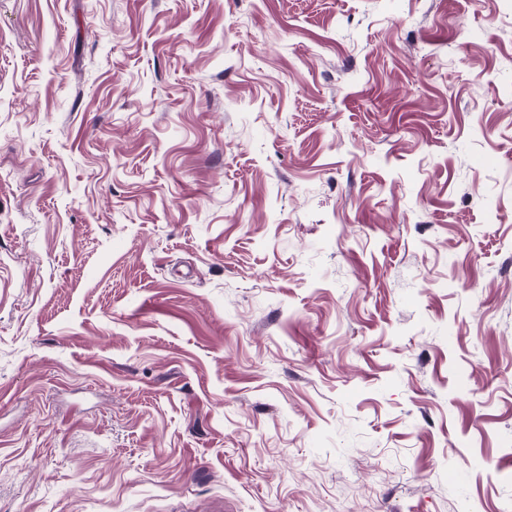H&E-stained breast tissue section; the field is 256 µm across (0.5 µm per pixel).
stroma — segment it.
<instances>
[{"mask_svg": "<svg viewBox=\"0 0 512 512\" xmlns=\"http://www.w3.org/2000/svg\"><path fill=\"white\" fill-rule=\"evenodd\" d=\"M0 512H512V0H0Z\"/></svg>", "mask_w": 512, "mask_h": 512, "instance_id": "stroma-1", "label": "stroma"}]
</instances>
